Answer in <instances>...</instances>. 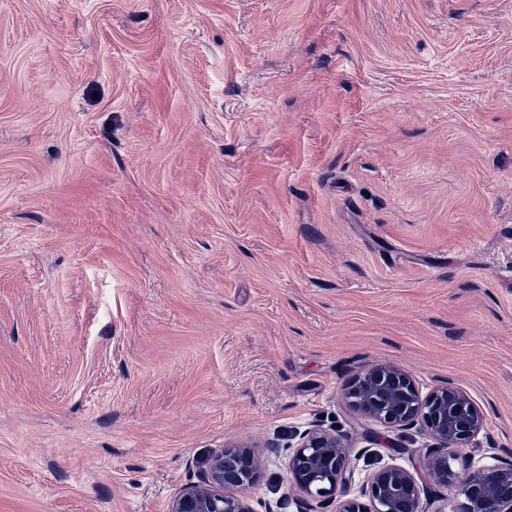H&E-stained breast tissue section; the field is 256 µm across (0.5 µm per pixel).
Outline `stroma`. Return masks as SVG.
<instances>
[{
    "mask_svg": "<svg viewBox=\"0 0 512 512\" xmlns=\"http://www.w3.org/2000/svg\"><path fill=\"white\" fill-rule=\"evenodd\" d=\"M485 415L423 512L512 449V0H0V512H169L254 446L430 441L344 387ZM345 397L355 412L387 428L419 425L434 441V448L446 450L431 456L427 464L436 485L448 483V458H455L460 445L484 428L483 414L465 391L448 382L423 397L409 375L389 364L355 374Z\"/></svg>",
    "mask_w": 512,
    "mask_h": 512,
    "instance_id": "35a3bbf8",
    "label": "stroma"
}]
</instances>
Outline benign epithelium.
<instances>
[{"mask_svg": "<svg viewBox=\"0 0 512 512\" xmlns=\"http://www.w3.org/2000/svg\"><path fill=\"white\" fill-rule=\"evenodd\" d=\"M351 408L388 428L420 426L444 452L429 458L427 471L436 485L448 484V458L484 428V416L459 387L446 383L421 395L399 368L380 364L355 374L345 388ZM352 446L334 430L313 424L298 435L288 456V481L315 502V512H422L426 488L413 472L396 464L368 475V502L345 497L354 478ZM259 460L251 448L213 453L200 482L183 487L170 512H250L244 497L227 494L229 486L249 488L257 480ZM463 501L454 512H512V453L492 466L470 472L458 486Z\"/></svg>", "mask_w": 512, "mask_h": 512, "instance_id": "1", "label": "benign epithelium"}]
</instances>
